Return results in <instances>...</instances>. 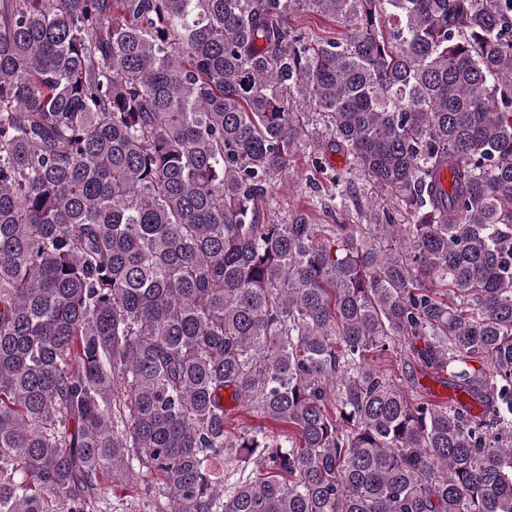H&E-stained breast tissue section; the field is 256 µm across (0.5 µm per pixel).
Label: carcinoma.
Listing matches in <instances>:
<instances>
[{
  "instance_id": "1",
  "label": "carcinoma",
  "mask_w": 512,
  "mask_h": 512,
  "mask_svg": "<svg viewBox=\"0 0 512 512\" xmlns=\"http://www.w3.org/2000/svg\"><path fill=\"white\" fill-rule=\"evenodd\" d=\"M301 99L376 189L323 239L270 218ZM144 471L156 512H512V0H0V512ZM336 20L328 19L311 6H304L295 11L292 19L288 22L293 28L302 32L307 40L317 43L336 38L346 30L344 24L340 20ZM374 362L379 366V369L388 368L389 372H392L393 379L404 388L410 399L418 398L420 394L429 391L432 394L431 399L445 404L452 397L457 396L454 390L440 384L428 375L421 374L418 369L412 370L408 366L406 369H401V366L398 368L397 365L385 366L386 363L380 359H374ZM231 412L228 416V425L227 432L236 436L240 431L242 426H258L261 423H264L266 427H268L271 431H275L278 434L285 432L287 428L280 424L270 423L264 421L256 412H250L251 410L248 407L241 406L237 403H231Z\"/></svg>"
}]
</instances>
